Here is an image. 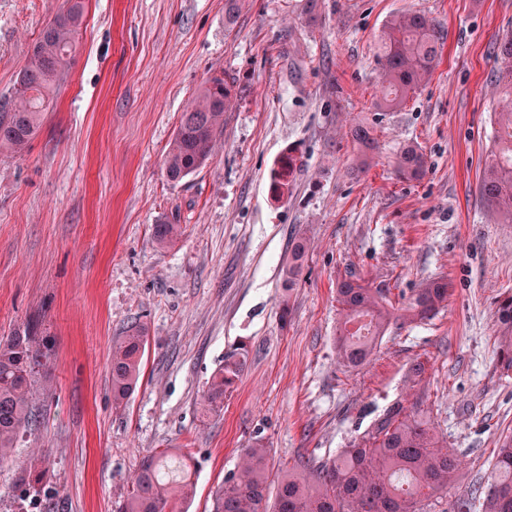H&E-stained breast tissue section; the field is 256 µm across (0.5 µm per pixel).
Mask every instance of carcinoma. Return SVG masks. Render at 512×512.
I'll list each match as a JSON object with an SVG mask.
<instances>
[{
	"instance_id": "1",
	"label": "carcinoma",
	"mask_w": 512,
	"mask_h": 512,
	"mask_svg": "<svg viewBox=\"0 0 512 512\" xmlns=\"http://www.w3.org/2000/svg\"><path fill=\"white\" fill-rule=\"evenodd\" d=\"M84 15V0H65V7L48 24L32 47L17 79L19 97L14 107L0 113V145L20 150L37 133L43 112L50 108V90L71 66L76 35ZM443 34L421 13L395 16L380 36L383 84L376 101L381 110L403 106L426 82L436 65ZM503 62L499 80L512 87V39L499 46ZM238 92L234 79L210 77L182 112L180 125L165 158L167 176L180 181L213 155L224 132V114L235 110ZM498 149L494 162L483 170L481 196L512 222V98L498 112ZM361 151L360 165H368L376 148L372 128L364 123L347 132ZM402 174L418 177L424 171L423 154L406 147L397 156ZM180 225H154L155 241L173 243ZM310 251L309 238H296L282 268L281 318L288 319V292L296 287ZM341 321L336 338V361L347 368L370 362L391 325L422 322L448 305V280H424L399 306L388 290L348 276L337 283ZM497 357L504 374L512 372V295L498 302ZM147 345L140 324L112 342V400L121 406L137 385ZM47 355L34 332L16 334L0 343V461L15 447L20 434L36 425L35 376ZM250 349L241 341L224 353L201 397L207 413L224 408L248 368ZM268 448L261 439L244 449L237 470L224 477L215 493L212 512H435L438 498L457 478L461 461L448 447L435 422L406 394L377 419L368 436L349 443L334 457L302 461L277 480L274 504L268 503L270 485ZM173 455L149 452L141 460L131 488L115 505V512H185L195 483L187 474L170 476ZM512 512V437L496 449L490 480L478 497L460 496L453 512Z\"/></svg>"
}]
</instances>
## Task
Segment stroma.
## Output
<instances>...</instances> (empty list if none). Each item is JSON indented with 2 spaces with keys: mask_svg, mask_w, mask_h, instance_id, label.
Returning <instances> with one entry per match:
<instances>
[{
  "mask_svg": "<svg viewBox=\"0 0 512 512\" xmlns=\"http://www.w3.org/2000/svg\"><path fill=\"white\" fill-rule=\"evenodd\" d=\"M64 0H0V112L29 51ZM417 11L444 32L429 80L395 111L375 106L377 42ZM512 0H86L75 57L24 152L0 149V341L34 328L51 390L34 430L0 465V512H112L147 450L192 452L188 512L213 493L255 437L271 477L361 438L412 391L463 459L448 499L485 486L512 432V375L496 367L498 297L512 294V223L479 184L505 99L498 43ZM235 78L221 147L170 181L165 155L191 97ZM362 121L378 141L358 177L345 135ZM423 153L417 179L397 153ZM180 224L171 245L153 227ZM313 241L290 295L280 270L294 237ZM411 293L450 283L433 319L394 326L370 363L336 361V284L347 273ZM288 311H281V299ZM145 324L137 386L112 405V342ZM251 364L223 410L200 395L224 354ZM424 380L409 386L413 361ZM45 466L48 491L18 497Z\"/></svg>",
  "mask_w": 512,
  "mask_h": 512,
  "instance_id": "stroma-1",
  "label": "stroma"
}]
</instances>
